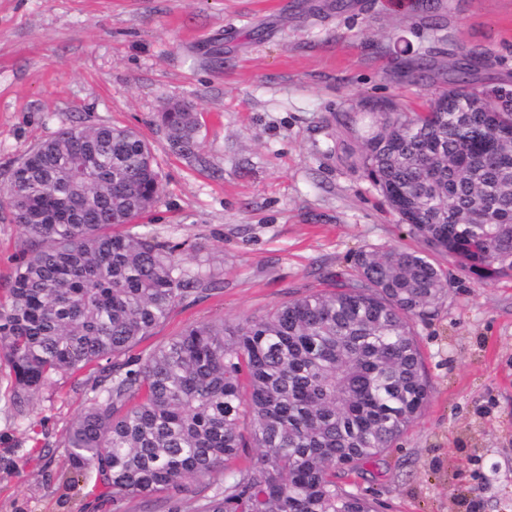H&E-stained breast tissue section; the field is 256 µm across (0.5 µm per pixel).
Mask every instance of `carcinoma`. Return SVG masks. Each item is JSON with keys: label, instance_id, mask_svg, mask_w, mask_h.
<instances>
[{"label": "carcinoma", "instance_id": "carcinoma-1", "mask_svg": "<svg viewBox=\"0 0 512 512\" xmlns=\"http://www.w3.org/2000/svg\"><path fill=\"white\" fill-rule=\"evenodd\" d=\"M459 61L428 111L380 112L361 156L344 151L416 246L362 247L334 290L189 324L140 358L127 353L214 285L178 246L120 231L161 198L151 146L74 125L20 159L0 201L31 250L0 301V361L20 414L54 376L106 361L64 447L74 471L97 469L113 512L136 498L150 512H376L336 472L382 457L427 404L414 323L448 296L435 256L512 272V99L478 82L481 55ZM159 118L172 151L203 163L193 104Z\"/></svg>", "mask_w": 512, "mask_h": 512}]
</instances>
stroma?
<instances>
[{"mask_svg": "<svg viewBox=\"0 0 512 512\" xmlns=\"http://www.w3.org/2000/svg\"><path fill=\"white\" fill-rule=\"evenodd\" d=\"M0 0V186L37 143L73 123L139 129L163 193L129 232L180 246L217 273L134 352L202 320L236 322L328 291L361 247L410 246L380 192L337 144L367 101L411 112L448 88L461 46L480 83L512 78V0ZM194 103L204 165L174 154L156 114ZM0 205V289L27 252ZM448 298L415 332L429 400L382 459L343 475L380 512H512V276L452 264ZM98 367L63 374L13 405L0 363V512H112L95 476L73 473L64 439Z\"/></svg>", "mask_w": 512, "mask_h": 512, "instance_id": "obj_1", "label": "stroma"}]
</instances>
